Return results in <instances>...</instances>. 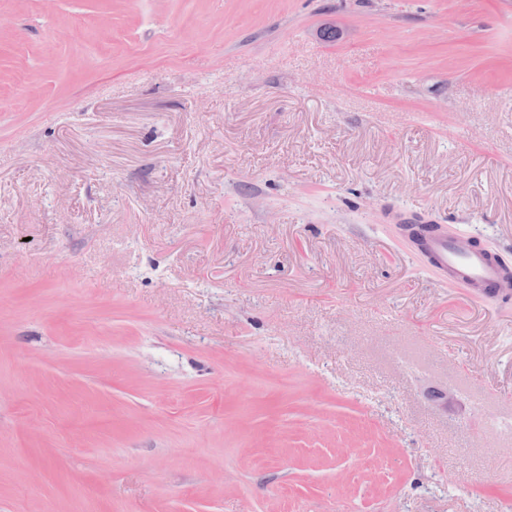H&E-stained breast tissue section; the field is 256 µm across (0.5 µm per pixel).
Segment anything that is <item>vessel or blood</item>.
I'll return each instance as SVG.
<instances>
[{
	"label": "vessel or blood",
	"mask_w": 512,
	"mask_h": 512,
	"mask_svg": "<svg viewBox=\"0 0 512 512\" xmlns=\"http://www.w3.org/2000/svg\"><path fill=\"white\" fill-rule=\"evenodd\" d=\"M400 231L428 259L441 282L486 295L493 286L512 278L511 265L486 250L460 243L440 226L404 224Z\"/></svg>",
	"instance_id": "b4317fda"
}]
</instances>
